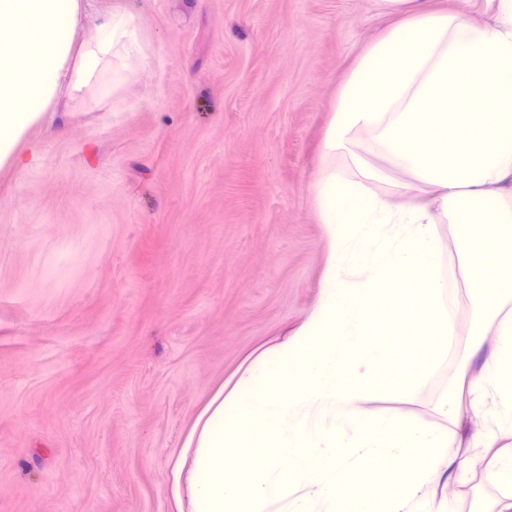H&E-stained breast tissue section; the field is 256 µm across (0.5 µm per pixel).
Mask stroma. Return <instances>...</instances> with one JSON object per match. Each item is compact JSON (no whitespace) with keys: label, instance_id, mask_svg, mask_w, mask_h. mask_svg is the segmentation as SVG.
Masks as SVG:
<instances>
[{"label":"stroma","instance_id":"stroma-1","mask_svg":"<svg viewBox=\"0 0 512 512\" xmlns=\"http://www.w3.org/2000/svg\"><path fill=\"white\" fill-rule=\"evenodd\" d=\"M149 63L0 169V512H177L196 417L324 295L310 185L376 0H96ZM424 337L349 347L408 372Z\"/></svg>","mask_w":512,"mask_h":512}]
</instances>
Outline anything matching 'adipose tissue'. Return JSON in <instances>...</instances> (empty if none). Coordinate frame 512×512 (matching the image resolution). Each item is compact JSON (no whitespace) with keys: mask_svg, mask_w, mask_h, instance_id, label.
I'll return each mask as SVG.
<instances>
[{"mask_svg":"<svg viewBox=\"0 0 512 512\" xmlns=\"http://www.w3.org/2000/svg\"><path fill=\"white\" fill-rule=\"evenodd\" d=\"M380 3L399 19L343 78L311 185L327 227V294L287 346L255 358L234 391L216 390L198 414L185 442L190 475L172 478L188 512H266L277 495L290 512H355L347 488L377 451L407 457L412 484L390 491L383 512H457L434 488L447 472L466 480L480 460L495 489L484 512H512V0H485L481 18L429 0ZM147 63L132 12L0 0V167H28L19 145L59 101L74 111L110 101ZM365 224L406 225L405 261L341 276L350 252L368 244ZM438 224L447 241H436ZM397 281L418 296L404 309L406 331L424 321L431 339L419 368L385 386L372 370L336 366L335 345L346 312L394 320L379 301ZM283 397L292 411L336 405L344 431L293 419L280 432L265 404ZM385 400L427 407L444 424L406 418L378 429L371 405ZM257 447L270 457L310 448L317 462L280 472L275 484H225V468ZM465 447L478 457L462 455Z\"/></svg>","mask_w":512,"mask_h":512,"instance_id":"obj_1","label":"adipose tissue"}]
</instances>
